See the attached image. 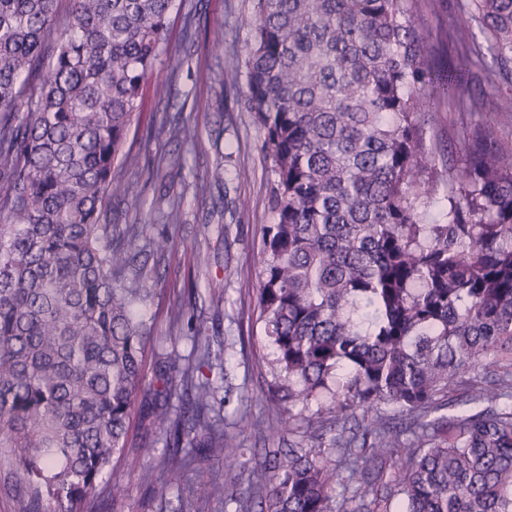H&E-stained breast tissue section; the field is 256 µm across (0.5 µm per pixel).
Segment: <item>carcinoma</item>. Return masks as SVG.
I'll return each mask as SVG.
<instances>
[{
    "instance_id": "1",
    "label": "carcinoma",
    "mask_w": 512,
    "mask_h": 512,
    "mask_svg": "<svg viewBox=\"0 0 512 512\" xmlns=\"http://www.w3.org/2000/svg\"><path fill=\"white\" fill-rule=\"evenodd\" d=\"M174 2L71 0L53 39L56 0H0V455L22 512H97L103 480L121 499L112 474L139 399L173 449L145 474L158 493L198 448L229 462L180 512L238 480L222 401L194 382L210 337H194L196 364L160 375L167 395L193 387L188 407L149 400L138 229L119 240L107 223ZM413 2L255 0L248 106L275 175L257 296L267 414L288 431L296 409L366 424L281 452L241 512H512V151L486 117L451 166L426 141L473 58L512 80V0H460L466 52L448 68ZM479 369L490 379L475 388ZM455 389L469 409L439 414ZM387 411L407 416L409 441ZM366 448L389 476L361 465Z\"/></svg>"
}]
</instances>
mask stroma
Instances as JSON below:
<instances>
[{
	"mask_svg": "<svg viewBox=\"0 0 512 512\" xmlns=\"http://www.w3.org/2000/svg\"><path fill=\"white\" fill-rule=\"evenodd\" d=\"M254 0H182L170 15L168 52L147 81L142 113L132 126L130 159L115 170L128 188L113 199L112 221L137 225L140 241L167 236L164 255H146L143 283L150 295L142 313L151 326L145 381L155 384L169 361L192 358L198 327L223 343V367L211 379L224 399V440L241 449L240 479L233 496L210 501L202 512H237L235 499L252 492V472L264 468L289 442L306 446L317 432L312 412L298 414L293 433L265 425L266 374L270 350L258 319L263 225L273 223L270 197L275 176L264 132L248 108L245 82L224 80V69L245 62L253 40ZM490 112L501 143L512 146V83L491 79L486 66L472 68L470 87L459 100L432 113L435 143L454 151L479 113ZM191 127L193 142L172 139L170 123ZM223 166L224 181L212 174ZM184 315L173 319L170 310ZM154 448L139 457L142 447ZM128 456L133 467L114 477L125 488L119 501L102 496L101 512H177L181 488L221 480L224 460L200 456L195 470L155 493L143 478L166 452L165 437L132 424Z\"/></svg>",
	"mask_w": 512,
	"mask_h": 512,
	"instance_id": "35a3bbf8",
	"label": "stroma"
}]
</instances>
